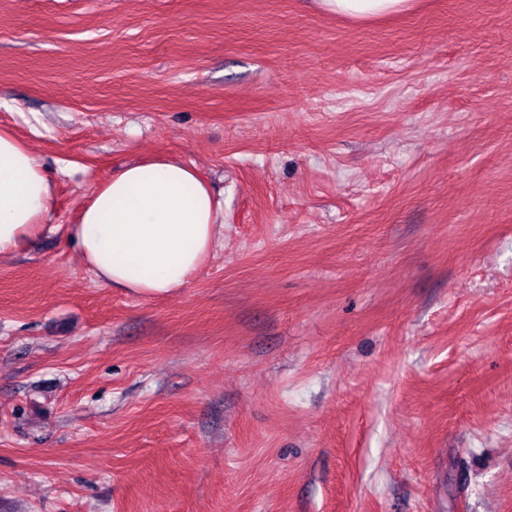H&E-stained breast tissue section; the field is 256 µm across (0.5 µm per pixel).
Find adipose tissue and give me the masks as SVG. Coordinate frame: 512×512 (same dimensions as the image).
<instances>
[{"mask_svg": "<svg viewBox=\"0 0 512 512\" xmlns=\"http://www.w3.org/2000/svg\"><path fill=\"white\" fill-rule=\"evenodd\" d=\"M319 10L356 20L415 9L417 0H316ZM55 182L31 150L0 129V258L47 231ZM224 208L196 170L174 158L128 165L98 184L66 241L100 284L144 296L186 285L214 245Z\"/></svg>", "mask_w": 512, "mask_h": 512, "instance_id": "adipose-tissue-1", "label": "adipose tissue"}]
</instances>
